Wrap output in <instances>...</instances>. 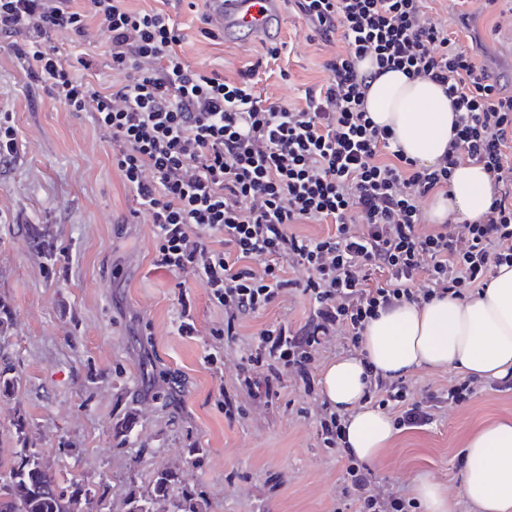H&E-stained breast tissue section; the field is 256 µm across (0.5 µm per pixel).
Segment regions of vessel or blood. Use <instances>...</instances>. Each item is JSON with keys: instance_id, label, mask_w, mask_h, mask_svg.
Here are the masks:
<instances>
[{"instance_id": "b4317fda", "label": "vessel or blood", "mask_w": 512, "mask_h": 512, "mask_svg": "<svg viewBox=\"0 0 512 512\" xmlns=\"http://www.w3.org/2000/svg\"><path fill=\"white\" fill-rule=\"evenodd\" d=\"M209 14L230 41L283 37L282 0H209Z\"/></svg>"}]
</instances>
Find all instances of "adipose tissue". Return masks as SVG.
Listing matches in <instances>:
<instances>
[{
	"label": "adipose tissue",
	"instance_id": "ef3b65f1",
	"mask_svg": "<svg viewBox=\"0 0 512 512\" xmlns=\"http://www.w3.org/2000/svg\"><path fill=\"white\" fill-rule=\"evenodd\" d=\"M370 75L366 107L373 122L390 130L406 157L430 166L447 151L455 114L440 86L398 71L378 72L371 60L359 64ZM492 182L479 165L463 163L447 192L428 204L437 224L477 222L488 210ZM364 357L342 356L325 369L321 391L348 417L345 439L366 464L380 461L393 441L392 420L366 400L367 370L391 376L421 368H448L485 380L512 372V267L501 266L487 288L466 300L435 299L380 312L367 326ZM462 491L479 512H512V419L473 430L463 450Z\"/></svg>",
	"mask_w": 512,
	"mask_h": 512
}]
</instances>
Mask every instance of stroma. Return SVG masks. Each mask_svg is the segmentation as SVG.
Instances as JSON below:
<instances>
[{
    "instance_id": "stroma-1",
    "label": "stroma",
    "mask_w": 512,
    "mask_h": 512,
    "mask_svg": "<svg viewBox=\"0 0 512 512\" xmlns=\"http://www.w3.org/2000/svg\"><path fill=\"white\" fill-rule=\"evenodd\" d=\"M205 12L206 0H193L177 17L188 62L232 75L261 56L259 40L203 37ZM425 19L447 25L512 93V25L494 28L486 9L463 11L455 0H429ZM284 25L288 52L260 87L299 102L323 83V65L342 45L309 39L293 7ZM6 43L0 37V109L12 112L22 141L17 159L0 166V206L19 218L0 223V302L11 312L0 332V371L12 379L0 391V448H34L54 468L106 479L112 512H125L127 496L147 493L162 469L199 493L201 512H355L345 459L317 438L321 391L305 394L285 377L273 397H253L238 384L254 333L303 324L308 297L294 292L246 319L235 339L221 336L224 312L204 289L154 269L151 227L134 217L111 148L87 114L55 103ZM45 239L69 251L64 276L43 274ZM185 298L196 325L190 336L178 332ZM228 397L239 409L231 418ZM19 414L28 421L21 435ZM130 414L132 432L117 435ZM501 418H512V390L484 388L437 411L429 426L398 430L372 472L407 498L420 478L460 487L467 436ZM194 446L205 450L196 463Z\"/></svg>"
}]
</instances>
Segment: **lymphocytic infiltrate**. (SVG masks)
<instances>
[{"instance_id":"obj_1","label":"lymphocytic infiltrate","mask_w":512,"mask_h":512,"mask_svg":"<svg viewBox=\"0 0 512 512\" xmlns=\"http://www.w3.org/2000/svg\"><path fill=\"white\" fill-rule=\"evenodd\" d=\"M135 10L127 0H0V36L20 67L41 80L69 112L87 113L112 145V165L152 226L155 269L190 275L224 310V334L301 291L311 301L303 325L260 329L241 382L255 369L273 388L289 376L312 393L314 374L335 336L361 347L370 320L402 304L464 299L512 266V94L457 47L445 25L423 21L428 0H294L306 27L344 49L325 64L327 78L304 103L258 94L260 70L284 45L236 75L191 66L176 22L184 0ZM104 38L118 75L100 91L79 78L97 62L64 59L53 41ZM379 69L443 87L456 114L448 151L422 166L393 148L392 134L365 108V58ZM482 166L497 190L477 223L424 227L420 203L447 187L462 163ZM328 224L326 235L296 232ZM306 279L287 277L286 266ZM382 279L371 282L373 272ZM478 377L449 380L414 398L409 383L372 372L368 400L399 427L430 424L443 404L468 402ZM356 512H409L412 503L358 462L346 468Z\"/></svg>"}]
</instances>
